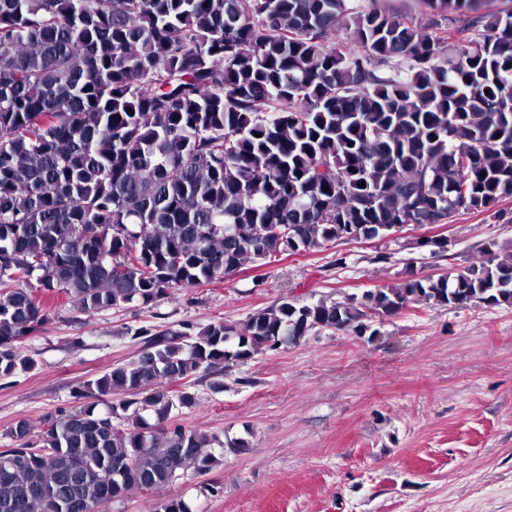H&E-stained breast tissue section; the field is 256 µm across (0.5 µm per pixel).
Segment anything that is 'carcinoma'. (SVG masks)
<instances>
[{"label": "carcinoma", "instance_id": "cac0c4a2", "mask_svg": "<svg viewBox=\"0 0 512 512\" xmlns=\"http://www.w3.org/2000/svg\"><path fill=\"white\" fill-rule=\"evenodd\" d=\"M0 0V378L35 369L38 289L82 313L156 304L276 250L380 239L512 198V0ZM455 53H447L448 41ZM358 46L352 51L348 44ZM365 182L360 186L359 182ZM239 326L139 332L92 402L0 448V512H107L250 447L170 422L186 385L309 331L364 335L409 306H512V252ZM120 395L101 411L102 397ZM127 424L113 423L118 412ZM382 4L390 10L402 15L412 16L415 22L420 25L427 33L439 31L440 28H447L448 20L445 16L433 13L425 8L420 0H381Z\"/></svg>", "mask_w": 512, "mask_h": 512}]
</instances>
